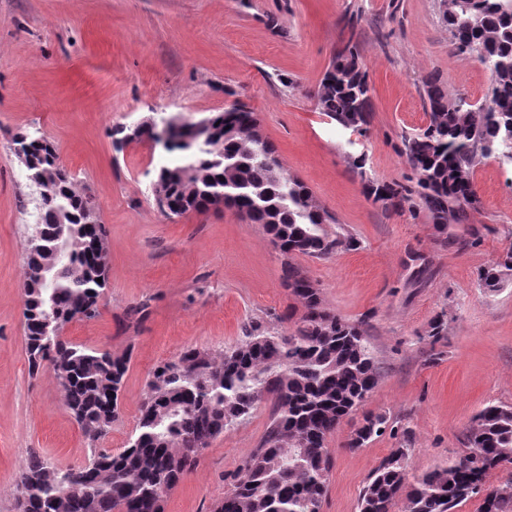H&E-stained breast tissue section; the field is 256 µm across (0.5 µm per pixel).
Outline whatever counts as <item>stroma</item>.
<instances>
[{
	"label": "stroma",
	"mask_w": 512,
	"mask_h": 512,
	"mask_svg": "<svg viewBox=\"0 0 512 512\" xmlns=\"http://www.w3.org/2000/svg\"><path fill=\"white\" fill-rule=\"evenodd\" d=\"M350 37L373 87L371 123L354 137L315 101ZM430 78L474 101L489 87L483 67L453 50L440 0H0V512H15L17 474L31 453L74 467L89 455L53 375L29 374L22 284L35 210L11 150L20 132L43 133L57 147L106 228L101 315L65 330L74 342L131 356L104 447L128 443L159 362L187 347L224 348L245 321L273 327L302 313L259 225L225 208L166 216L151 192L162 149L112 145L114 124L156 112L197 121L236 100L257 113L287 173L333 216L327 232L341 228L359 241L326 260L294 259L327 310L363 323L381 367L376 388L329 438L322 512H358L369 475L393 449H407L410 475H422L462 452L466 428L486 405L512 406V287L487 293L477 284L478 271L512 248V166L479 163L472 181L480 204L444 234L427 213L387 210L364 192V178L409 176L401 136L427 126ZM351 152L365 153L364 174L352 169ZM475 231L481 241L473 246ZM413 252L422 267L408 265ZM144 300L148 316L126 323V309ZM438 316L447 335L426 344ZM271 409L260 402L214 439L165 512H210L258 447ZM368 412L386 414V430L349 451L345 443Z\"/></svg>",
	"instance_id": "1"
}]
</instances>
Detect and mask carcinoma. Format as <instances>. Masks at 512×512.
<instances>
[{"label": "carcinoma", "instance_id": "1", "mask_svg": "<svg viewBox=\"0 0 512 512\" xmlns=\"http://www.w3.org/2000/svg\"><path fill=\"white\" fill-rule=\"evenodd\" d=\"M441 7L454 51L467 58L478 54L489 74L485 101L450 98L429 80L428 125L403 135L399 148L413 176L404 182L367 178L362 154L351 165L363 177L367 198L386 209L409 203L445 232L450 224L466 223L477 203L476 165L491 157L512 165V0H441ZM316 100L342 130H366L372 88L353 39L334 54ZM195 125L199 136L166 146L174 157L156 172L157 207L182 216L223 206L260 225L282 257V285L303 313L294 326H286L285 318L277 330L244 323L240 339L220 351L187 348L159 363L126 447H102L119 416L129 357L77 344L63 333L100 315L106 230L92 197L76 189L48 139L15 135L13 153L38 191L39 217L27 240L23 281L29 374L53 373L90 452L78 467L54 466L31 453L16 480L17 512H164L166 496L211 441L268 397L273 407L265 435L212 512H322L331 471L328 438L377 386L380 371L362 324L324 308L320 289L291 259H328L359 241L325 230L332 217L302 181L285 172L276 147L253 133L257 120L245 104L236 101ZM111 137L118 151L134 141L155 143L143 123L116 124ZM477 280L489 293L511 284L512 250L481 269ZM386 423L383 414H365L346 447H365ZM464 446L448 466L412 478L407 449H395L369 476L358 512H451L479 494L481 512H512V481L488 483L492 470L512 463V406L482 409Z\"/></svg>", "mask_w": 512, "mask_h": 512}]
</instances>
